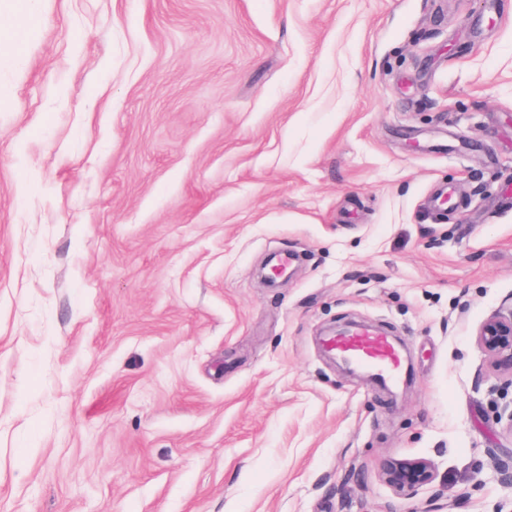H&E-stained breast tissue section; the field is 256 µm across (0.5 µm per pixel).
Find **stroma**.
Instances as JSON below:
<instances>
[{
  "mask_svg": "<svg viewBox=\"0 0 512 512\" xmlns=\"http://www.w3.org/2000/svg\"><path fill=\"white\" fill-rule=\"evenodd\" d=\"M1 37L0 512H512L475 342L512 0H0ZM349 322L398 384L330 359ZM382 479L396 492L412 494L437 480L434 464L425 458L389 461L383 466Z\"/></svg>",
  "mask_w": 512,
  "mask_h": 512,
  "instance_id": "1",
  "label": "stroma"
}]
</instances>
